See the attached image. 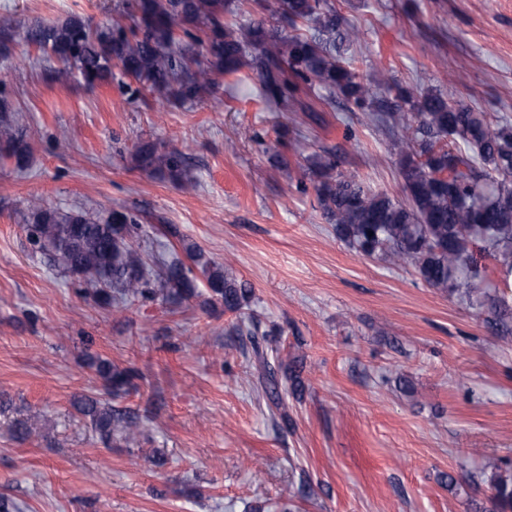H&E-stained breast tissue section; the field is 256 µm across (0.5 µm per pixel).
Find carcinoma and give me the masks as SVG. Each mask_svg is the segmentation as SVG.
I'll list each match as a JSON object with an SVG mask.
<instances>
[{
	"label": "carcinoma",
	"instance_id": "obj_1",
	"mask_svg": "<svg viewBox=\"0 0 512 512\" xmlns=\"http://www.w3.org/2000/svg\"><path fill=\"white\" fill-rule=\"evenodd\" d=\"M265 0H125L112 24L101 28L79 17L62 24L26 27L24 41L73 68L88 87L112 80L114 72L148 86L169 102L195 100L215 93L222 77L256 73L261 100L269 106L310 115L313 103L339 97L348 111L362 113L374 125L391 120L404 134L392 144L398 157L405 200L376 191L343 168L337 152L320 148L307 156V170L317 179V203L336 225L342 240L366 255H386L415 267L436 290L472 299V280L481 277L479 260L489 257L495 269L512 274V123L488 120L452 93L399 89L400 104L385 115L375 111L377 93L336 53V44L359 40L356 28L344 26L330 0H277L280 27L269 28L260 14ZM201 47V55L192 46ZM0 142L22 168L28 147L18 135L6 104H0ZM138 168L176 183L191 181L180 153L140 146ZM136 220L113 210L105 217L86 211H61L40 198L30 202L31 244L53 264L119 302L145 293V264L129 241ZM190 258L224 308L247 306L250 290L225 274L205 254L189 248ZM192 269L177 259L159 274L158 287L178 295L195 294ZM498 321L512 313L502 297L480 302ZM89 364L106 381L107 394L129 383L126 371L105 360ZM103 440L118 428L125 437L137 422L118 415L97 399L80 402ZM493 495L484 512H512V473L488 461Z\"/></svg>",
	"mask_w": 512,
	"mask_h": 512
}]
</instances>
